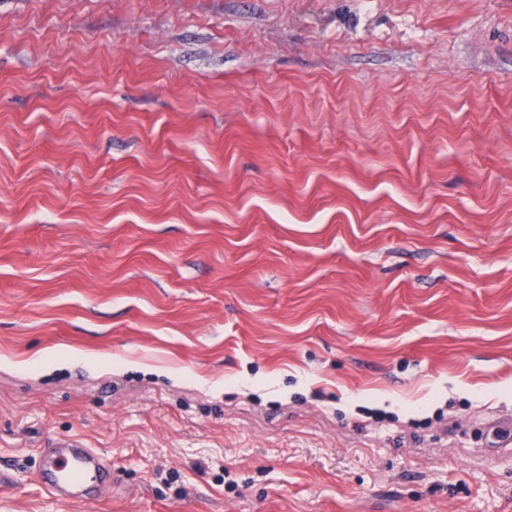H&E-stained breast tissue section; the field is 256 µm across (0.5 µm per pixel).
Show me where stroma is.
<instances>
[{
	"label": "stroma",
	"instance_id": "1",
	"mask_svg": "<svg viewBox=\"0 0 512 512\" xmlns=\"http://www.w3.org/2000/svg\"><path fill=\"white\" fill-rule=\"evenodd\" d=\"M0 463L512 512V0H0ZM45 463L39 470L40 483L57 501L75 496L82 483L104 481L112 485V462L89 448L78 437H52L42 448Z\"/></svg>",
	"mask_w": 512,
	"mask_h": 512
}]
</instances>
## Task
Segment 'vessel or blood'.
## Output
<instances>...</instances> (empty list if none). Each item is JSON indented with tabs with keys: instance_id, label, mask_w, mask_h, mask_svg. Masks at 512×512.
Segmentation results:
<instances>
[{
	"instance_id": "obj_1",
	"label": "vessel or blood",
	"mask_w": 512,
	"mask_h": 512,
	"mask_svg": "<svg viewBox=\"0 0 512 512\" xmlns=\"http://www.w3.org/2000/svg\"><path fill=\"white\" fill-rule=\"evenodd\" d=\"M44 463L39 478L56 500L75 496L81 484L90 481L112 483V464L78 437H54L42 450Z\"/></svg>"
}]
</instances>
